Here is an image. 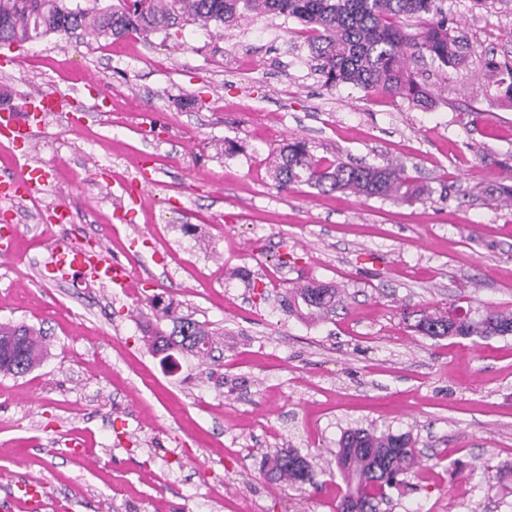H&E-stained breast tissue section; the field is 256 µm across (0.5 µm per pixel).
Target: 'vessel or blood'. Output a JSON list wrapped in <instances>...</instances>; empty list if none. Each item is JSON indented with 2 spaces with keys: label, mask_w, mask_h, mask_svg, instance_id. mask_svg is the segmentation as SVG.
<instances>
[{
  "label": "vessel or blood",
  "mask_w": 512,
  "mask_h": 512,
  "mask_svg": "<svg viewBox=\"0 0 512 512\" xmlns=\"http://www.w3.org/2000/svg\"><path fill=\"white\" fill-rule=\"evenodd\" d=\"M56 97L51 93H43L27 97L23 106L0 110V134L9 133V142L14 146L32 147V129L44 123L45 118L55 109ZM43 173L41 169L22 167L19 174L9 177L8 184L14 191L23 195H32L40 185ZM54 246L47 271L54 279L66 280L80 275L122 292H130L133 278L126 266L117 261H108L92 250L75 246L63 236L53 239ZM40 484L29 479L20 482V495L15 505L21 512H40Z\"/></svg>",
  "instance_id": "b4317fda"
}]
</instances>
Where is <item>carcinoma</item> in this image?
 Wrapping results in <instances>:
<instances>
[{"label":"carcinoma","instance_id":"cac0c4a2","mask_svg":"<svg viewBox=\"0 0 512 512\" xmlns=\"http://www.w3.org/2000/svg\"><path fill=\"white\" fill-rule=\"evenodd\" d=\"M443 0H116L98 10L71 6V0H0V47L49 35L68 37L78 31L94 40L121 39L192 24L216 29L235 23L247 13L294 18L306 26L311 57L330 88L350 83L383 98L401 97L426 107L430 96L414 80L411 64L427 58L439 67L457 69L466 64L468 44L449 25ZM415 18L419 28L404 30L402 19ZM271 177L284 188L305 183L322 193H350L366 199L413 202L432 193L414 183L404 168L350 164L332 156H317L308 142H288L271 162ZM340 302L337 289L308 283L289 294V307L310 317L332 312ZM458 305L422 311L413 328L426 336L477 337L482 340L512 335V311L486 309L481 315ZM172 318L166 334L147 331L156 352L180 350L200 359L213 358L212 332L195 320ZM48 356L43 331L25 323L0 322V374L19 377ZM420 451L408 434L356 428L345 431L336 452V470L344 489L336 507L348 503L349 512H377L385 490L409 476ZM271 478L299 487L316 485V463L288 449L268 458Z\"/></svg>","mask_w":512,"mask_h":512}]
</instances>
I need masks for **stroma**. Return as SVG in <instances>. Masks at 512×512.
Listing matches in <instances>:
<instances>
[{"label": "stroma", "instance_id": "stroma-1", "mask_svg": "<svg viewBox=\"0 0 512 512\" xmlns=\"http://www.w3.org/2000/svg\"><path fill=\"white\" fill-rule=\"evenodd\" d=\"M470 47L462 70L423 61L429 108L315 71L301 24L246 15L237 26L127 38L134 57L55 35L12 46L0 98L57 94L34 128L35 201L0 198L20 227L0 258V322L43 328L48 358L0 375V501L40 478L45 512H333L342 433H407L421 462L385 512H512V336L433 338L409 312L449 303L512 310V0H444ZM99 87H86L87 76ZM302 138L319 156L401 162L430 186L414 203L277 188L272 154ZM59 146L44 149V141ZM152 183L131 200L132 160ZM64 233L128 264L124 295L44 276L45 207ZM342 301L323 319L288 308L293 285ZM215 332L213 375L183 353L162 366L144 341L171 331L150 301ZM297 449L316 487L268 479L266 456Z\"/></svg>", "mask_w": 512, "mask_h": 512}]
</instances>
